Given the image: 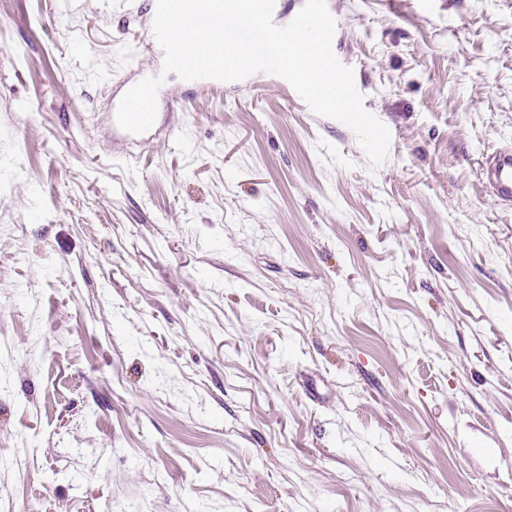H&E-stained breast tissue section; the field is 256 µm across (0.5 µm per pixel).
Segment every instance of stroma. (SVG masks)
<instances>
[{
    "instance_id": "stroma-1",
    "label": "stroma",
    "mask_w": 512,
    "mask_h": 512,
    "mask_svg": "<svg viewBox=\"0 0 512 512\" xmlns=\"http://www.w3.org/2000/svg\"><path fill=\"white\" fill-rule=\"evenodd\" d=\"M327 0L390 131L169 74L120 0L0 14V512H512V0ZM483 176L497 197L512 200V146H503L488 157Z\"/></svg>"
}]
</instances>
